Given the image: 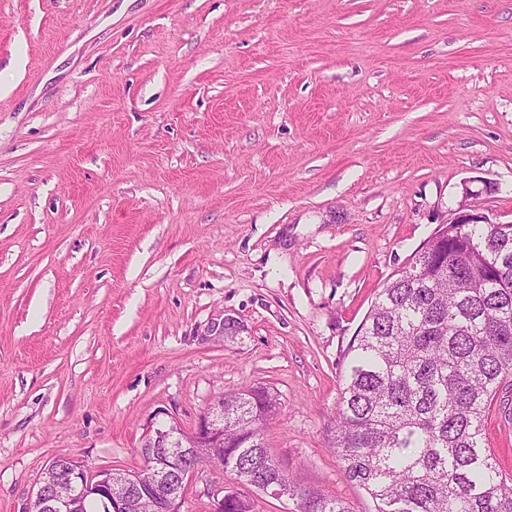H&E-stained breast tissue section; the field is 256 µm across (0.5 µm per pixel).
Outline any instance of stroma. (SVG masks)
<instances>
[{
	"label": "stroma",
	"instance_id": "35a3bbf8",
	"mask_svg": "<svg viewBox=\"0 0 512 512\" xmlns=\"http://www.w3.org/2000/svg\"><path fill=\"white\" fill-rule=\"evenodd\" d=\"M467 187L512 222V0H0V512L254 385L281 466L372 512L347 350ZM484 436L512 473L511 379Z\"/></svg>",
	"mask_w": 512,
	"mask_h": 512
}]
</instances>
